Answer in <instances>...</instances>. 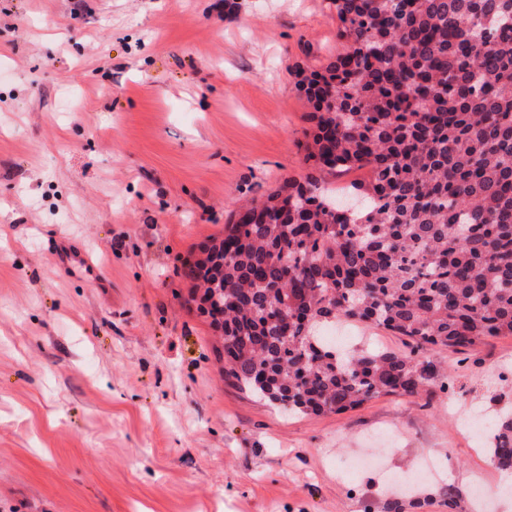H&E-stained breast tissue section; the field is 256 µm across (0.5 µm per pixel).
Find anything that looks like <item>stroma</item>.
Masks as SVG:
<instances>
[{
    "instance_id": "35a3bbf8",
    "label": "stroma",
    "mask_w": 512,
    "mask_h": 512,
    "mask_svg": "<svg viewBox=\"0 0 512 512\" xmlns=\"http://www.w3.org/2000/svg\"><path fill=\"white\" fill-rule=\"evenodd\" d=\"M0 0V512H476L512 336L441 352L447 389L288 414L226 380L182 270L227 215L309 171L297 70L331 0ZM436 456L442 479H420Z\"/></svg>"
}]
</instances>
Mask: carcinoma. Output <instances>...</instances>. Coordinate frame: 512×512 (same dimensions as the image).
<instances>
[{"instance_id": "obj_1", "label": "carcinoma", "mask_w": 512, "mask_h": 512, "mask_svg": "<svg viewBox=\"0 0 512 512\" xmlns=\"http://www.w3.org/2000/svg\"><path fill=\"white\" fill-rule=\"evenodd\" d=\"M343 48L299 90L309 171L229 214L190 264L224 375L290 411L417 396L435 356L512 336V0H332ZM365 169L340 191L322 173ZM372 324L407 350L339 351L322 324ZM512 469V417L494 428Z\"/></svg>"}]
</instances>
